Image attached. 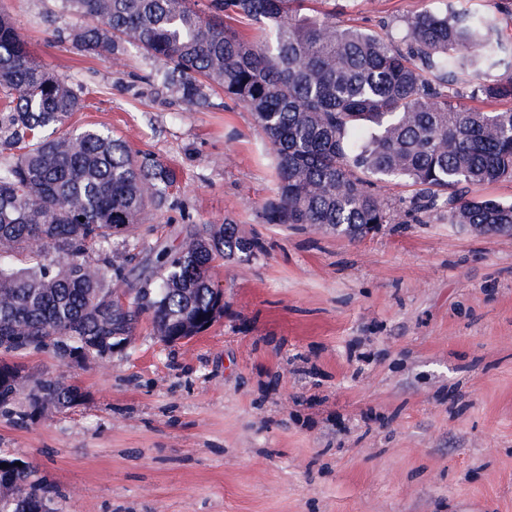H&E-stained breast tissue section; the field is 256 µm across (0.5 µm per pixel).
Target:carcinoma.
Listing matches in <instances>:
<instances>
[{"mask_svg":"<svg viewBox=\"0 0 512 512\" xmlns=\"http://www.w3.org/2000/svg\"><path fill=\"white\" fill-rule=\"evenodd\" d=\"M313 0H65L83 21L69 40L97 55L137 44L167 69L190 103L203 83L254 112L277 162L278 198L270 224H309L364 237L394 221L376 182L417 187L416 212L448 207L454 224L512 231V203L476 200L468 189L512 181V108L481 112L456 101L459 77L469 98L512 103V36L496 16L448 4L406 21L394 36L336 24ZM262 25L258 45L233 21ZM468 45L471 51L459 53ZM498 72L486 81L483 76ZM0 142L18 153L0 163V346L12 355L51 348L63 359L106 358L132 341L148 316L167 343L201 329L224 309L213 280L221 257H248L256 243L229 224L207 226L175 250L158 252V270L129 295L110 258L112 238L166 200L173 171L134 153L108 129L73 128L80 97L29 53L0 16ZM96 259H90V255ZM130 296L127 307L112 294ZM27 379L0 363V409ZM37 402L70 408L77 385L34 382ZM0 453V512H59L55 489L28 463Z\"/></svg>","mask_w":512,"mask_h":512,"instance_id":"carcinoma-1","label":"carcinoma"}]
</instances>
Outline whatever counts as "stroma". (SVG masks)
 I'll return each mask as SVG.
<instances>
[{
  "mask_svg": "<svg viewBox=\"0 0 512 512\" xmlns=\"http://www.w3.org/2000/svg\"><path fill=\"white\" fill-rule=\"evenodd\" d=\"M442 0H336V21L378 34ZM47 69L103 125L176 175L161 207L115 239L129 288L157 249L208 224L255 240L217 262L224 312L169 345L141 318L106 359L21 357L84 401L18 423L0 451L37 468L61 512H512V232L410 216L415 189L381 183L396 221L361 239L269 224L275 156L254 113L183 102L160 62L119 64L73 44L62 0H0Z\"/></svg>",
  "mask_w": 512,
  "mask_h": 512,
  "instance_id": "35a3bbf8",
  "label": "stroma"
}]
</instances>
